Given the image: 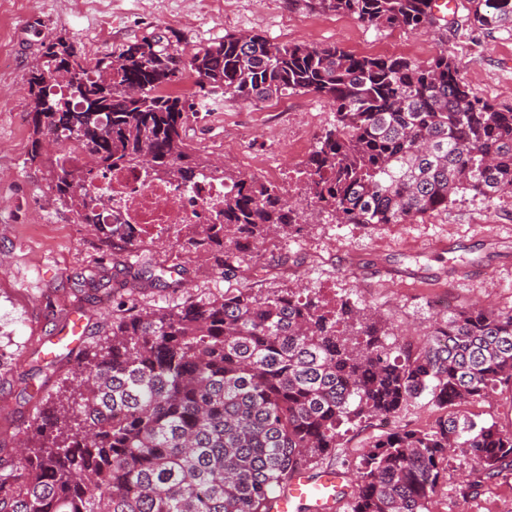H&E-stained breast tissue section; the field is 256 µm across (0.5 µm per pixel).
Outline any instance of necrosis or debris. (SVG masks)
Segmentation results:
<instances>
[{"label":"necrosis or debris","mask_w":512,"mask_h":512,"mask_svg":"<svg viewBox=\"0 0 512 512\" xmlns=\"http://www.w3.org/2000/svg\"><path fill=\"white\" fill-rule=\"evenodd\" d=\"M221 169L200 173L195 183L180 187L166 177L145 174L133 164H119L94 181L85 202L106 224H136L144 237H154L158 226L207 224L224 207Z\"/></svg>","instance_id":"1"}]
</instances>
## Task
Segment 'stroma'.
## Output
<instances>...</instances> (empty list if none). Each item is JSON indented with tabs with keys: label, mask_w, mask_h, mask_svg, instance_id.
Segmentation results:
<instances>
[{
	"label": "stroma",
	"mask_w": 512,
	"mask_h": 512,
	"mask_svg": "<svg viewBox=\"0 0 512 512\" xmlns=\"http://www.w3.org/2000/svg\"><path fill=\"white\" fill-rule=\"evenodd\" d=\"M465 9L438 25L410 31L373 28L344 15L327 16L307 0H238L224 18L195 0H112L107 12L89 0H0V460L11 458L29 427L41 395L55 392L78 367L80 350L45 353L72 312L85 318L86 340L112 328V305L135 298L140 308L170 309L228 288L267 294L299 288L327 298H351L376 310L397 331L421 339L441 320L447 294L455 307H512V197L489 204L469 196L448 210L408 224H338L307 209L303 233L277 238L225 274L213 256L189 252L172 235L112 249L79 223L52 188L55 157L28 161L31 98L27 79L44 41L63 37L92 57L163 32L181 59L177 83L186 99L198 96L189 62L195 49L227 33L254 32L280 44H335L356 53L429 61L446 48L462 64L472 91L500 108H512V36L472 27ZM110 35L99 39L100 26ZM334 119L313 94L274 98L259 105L215 95L188 113L184 134L200 160L223 162L245 175L287 187L289 170L302 166L308 146L292 145L294 128L310 121V141ZM465 414L496 422L512 433V389L468 404ZM459 464L431 499L432 512H512V477L486 483L478 493L455 496Z\"/></svg>",
	"instance_id": "35a3bbf8"
}]
</instances>
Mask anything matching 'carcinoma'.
<instances>
[{"label": "carcinoma", "mask_w": 512, "mask_h": 512, "mask_svg": "<svg viewBox=\"0 0 512 512\" xmlns=\"http://www.w3.org/2000/svg\"><path fill=\"white\" fill-rule=\"evenodd\" d=\"M434 0H309L325 15L375 28L437 24ZM467 21L512 31V0H467ZM202 98L222 91L257 105L313 93L334 110L303 168L310 202L339 224H405L445 211L456 196H512V110L471 91L445 51L421 64L336 44H277L227 33L192 55ZM63 37L32 68V140H76L95 161L56 165L59 198L114 248L143 242L134 224H102L82 190L112 165L143 163L178 186L208 165L183 137L195 103L162 94L181 73L156 34L94 60ZM109 74L104 78L103 74ZM233 192L188 245L224 258V273L272 235L303 231L297 205L275 185L224 175ZM512 386V309L450 310L415 345L350 299L226 288L168 311L122 301L112 333L85 347L62 394H47L0 473V512H271L297 473L342 457L341 428L388 418L423 396L428 429L379 435L360 454L349 512H430L456 456L467 490L512 474V434L460 407Z\"/></svg>", "instance_id": "carcinoma-1"}]
</instances>
